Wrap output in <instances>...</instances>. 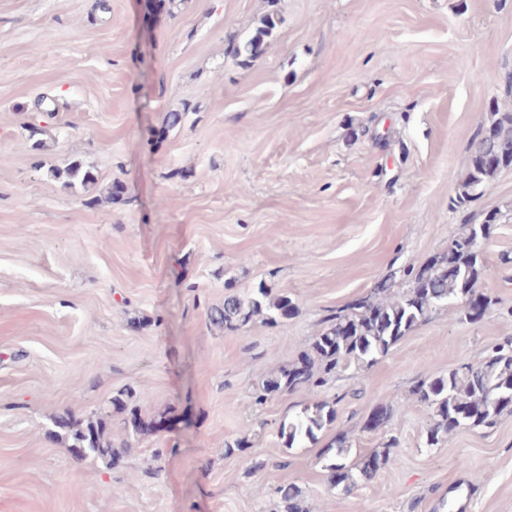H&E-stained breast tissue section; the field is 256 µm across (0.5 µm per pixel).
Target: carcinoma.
Returning a JSON list of instances; mask_svg holds the SVG:
<instances>
[{"instance_id": "1", "label": "carcinoma", "mask_w": 512, "mask_h": 512, "mask_svg": "<svg viewBox=\"0 0 512 512\" xmlns=\"http://www.w3.org/2000/svg\"><path fill=\"white\" fill-rule=\"evenodd\" d=\"M275 27V19L267 15L260 20L254 35L244 48L234 47L230 54L238 58L246 52L251 56L262 53L264 38ZM512 166V113L504 112L474 143L471 166L460 185L459 200L471 197L472 192L490 181L495 173ZM497 217L489 215L481 224H463L448 237L444 255L431 260L415 270L407 268L401 276L390 274L376 286L378 299L365 298L349 310L331 313L325 318L326 326L315 337L310 353L301 362L282 367L278 374L265 380L262 394L256 402L297 388H317L324 385L336 370L353 363L371 365L387 354L390 347L425 322L432 311L443 304L467 294L478 286L485 273V266L476 241L481 232L491 234ZM269 291L261 286L252 294L227 293L224 303L207 311L211 325L237 331L248 327L254 317L268 310L283 317L295 311L292 301L280 296L269 301ZM417 401L431 412L428 431L429 445L438 444L439 435L448 433L449 424L464 420L475 428H494L504 411L512 410V339L495 346L487 355L452 370L429 382H421L416 390ZM112 405L128 411L125 429L139 434L143 422L135 409H126L118 396ZM336 410L327 402L306 408L289 423L285 435L293 444L298 440L313 439L316 432L332 423ZM337 445L333 456L326 459L325 469L333 482L350 487L355 483L353 468L346 462L347 437L334 441ZM74 446L81 449L83 457L91 460H112L115 451L112 439L105 432L102 422L90 423L74 433ZM390 458V452L374 453L363 460L359 475L373 478ZM282 512H300L299 488L283 484L276 488Z\"/></svg>"}]
</instances>
